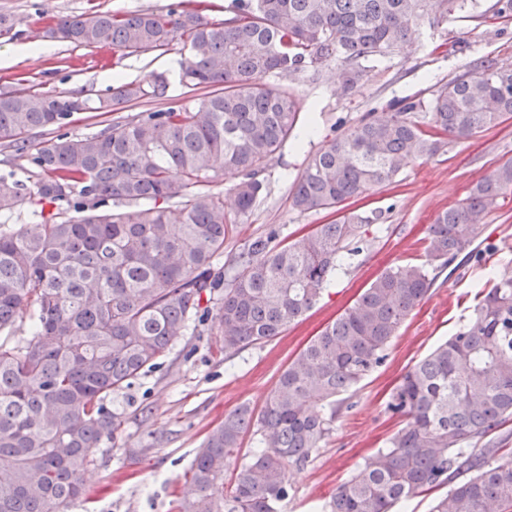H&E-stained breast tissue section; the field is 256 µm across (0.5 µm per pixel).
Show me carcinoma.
<instances>
[{
    "instance_id": "1",
    "label": "carcinoma",
    "mask_w": 512,
    "mask_h": 512,
    "mask_svg": "<svg viewBox=\"0 0 512 512\" xmlns=\"http://www.w3.org/2000/svg\"><path fill=\"white\" fill-rule=\"evenodd\" d=\"M202 0L134 12L63 16L50 38L107 47L120 57L181 43V82L207 90L197 103L148 109L100 133L63 131L86 102L64 92H0V147L31 167L35 181L0 172V216L33 209L17 230L0 224V512H68L99 446L120 434L108 406L158 365L192 319H213L224 351L269 341L300 319L364 250L362 228L379 215L350 212L286 245L277 230L254 239L226 276L233 180L237 212L266 190L268 161L311 130L298 128L296 95L271 78H296L332 62L349 92L364 60L408 44L421 21L446 20L461 0H231L210 21ZM163 74L124 82L99 97L105 114L167 97ZM512 115V66L495 60L442 86L423 111L410 99L370 112L310 155L292 206L332 210L393 181ZM59 131L41 145L26 135ZM512 193V160L481 176L427 229V264L382 271L356 301L313 337L281 373L264 406L224 416L185 475L182 512H278L288 471L305 465L351 408L342 395L371 369L441 269L485 231V218ZM29 312L30 339H13ZM322 402L329 414L308 411ZM387 410L403 426L341 483L326 512H391L444 488L430 512H512V450L495 434L512 420V275L477 293L469 319L417 362ZM251 434L255 450L224 491V469Z\"/></svg>"
}]
</instances>
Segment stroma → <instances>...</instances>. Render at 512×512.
<instances>
[{
	"label": "stroma",
	"instance_id": "obj_1",
	"mask_svg": "<svg viewBox=\"0 0 512 512\" xmlns=\"http://www.w3.org/2000/svg\"><path fill=\"white\" fill-rule=\"evenodd\" d=\"M174 0H0V13L20 19L18 37L0 36V91L29 86L53 88L79 98H97L116 80H142L166 74L169 100L183 102L178 81V47L120 59L111 50L75 46L47 38L53 19L91 8L131 12L167 9ZM493 0H466L447 20L424 18L415 38L378 61L363 62L355 92H344L336 65L306 71L293 82L302 125L313 134L302 147L285 144L267 165V189L254 207L236 213L224 182L225 209L235 216L217 265L232 268L256 237L277 229L288 244L300 231L334 220L332 211L299 212L291 206L295 177L309 155L324 147L338 124H356L366 113L385 112L406 96L430 102L436 91L484 59L512 65V20L479 18ZM42 52L25 54L32 42ZM512 159V118L447 152L416 161L393 183L372 187L355 210L378 211L368 228V250L337 275L303 320L271 341L228 353L216 331L201 326L178 339L157 368L139 376L112 407L125 415L121 435L103 443L83 478L84 495L69 512H180L185 473L198 448L225 413L241 404L261 409L279 375L328 322L350 306L384 268L426 263L422 242L430 224L445 209L467 197L473 183ZM482 261L455 259L440 272L424 302L405 320L386 350L385 361L347 394L350 407L310 461L290 470L289 494L280 512H320L336 487L384 447L401 422L386 409L402 376L470 315L476 294L503 271L512 269V195L486 219L475 241Z\"/></svg>",
	"mask_w": 512,
	"mask_h": 512
}]
</instances>
